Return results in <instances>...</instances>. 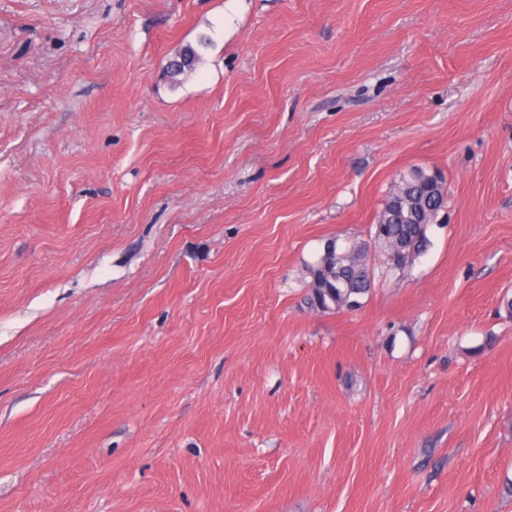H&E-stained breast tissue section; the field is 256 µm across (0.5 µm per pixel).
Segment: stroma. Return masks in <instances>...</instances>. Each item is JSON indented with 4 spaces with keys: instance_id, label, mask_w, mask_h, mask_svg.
I'll return each instance as SVG.
<instances>
[{
    "instance_id": "stroma-1",
    "label": "stroma",
    "mask_w": 512,
    "mask_h": 512,
    "mask_svg": "<svg viewBox=\"0 0 512 512\" xmlns=\"http://www.w3.org/2000/svg\"><path fill=\"white\" fill-rule=\"evenodd\" d=\"M511 301L512 0H0V512H512ZM209 38L201 35L197 41V47L187 45L178 50L173 57V62L165 68V76L171 88H177L182 85L185 80L197 69L203 61L201 50H205L209 46ZM443 177L432 170L410 168L405 171L389 191L384 206L376 216L380 224L378 242L387 254L392 267L403 270L418 257L427 243V228L435 220L432 212V190ZM402 200L395 209L394 197ZM416 212V216L410 214ZM401 245H404L400 248ZM368 244L347 242L324 245L322 254L306 265L310 305L320 312L352 310L358 298L369 292L372 275L368 266Z\"/></svg>"
}]
</instances>
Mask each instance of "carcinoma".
I'll return each mask as SVG.
<instances>
[{"instance_id":"cac0c4a2","label":"carcinoma","mask_w":512,"mask_h":512,"mask_svg":"<svg viewBox=\"0 0 512 512\" xmlns=\"http://www.w3.org/2000/svg\"><path fill=\"white\" fill-rule=\"evenodd\" d=\"M209 38L202 35L197 46L187 45L175 53L165 68L171 88L182 85L203 61L202 51ZM443 177L432 170L410 168L389 191L384 206L376 216L380 224L378 242L392 267L403 270L418 257L427 243V228L435 220L432 190ZM368 244L337 242L324 246L322 254L306 265L310 305L320 312L352 310L358 298L369 292L372 275L368 266Z\"/></svg>"}]
</instances>
